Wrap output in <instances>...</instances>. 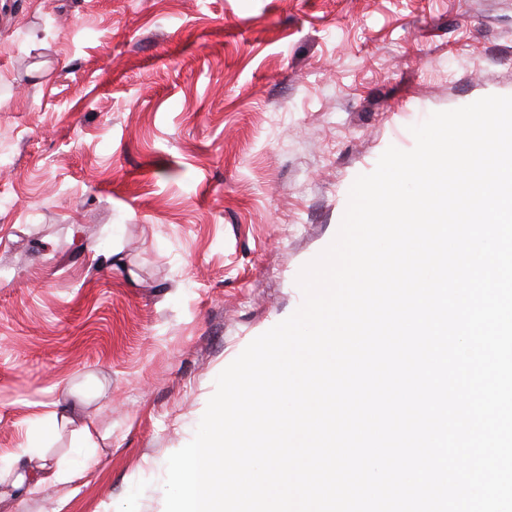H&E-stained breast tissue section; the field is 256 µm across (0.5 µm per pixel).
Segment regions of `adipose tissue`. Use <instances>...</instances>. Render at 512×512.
Instances as JSON below:
<instances>
[{"label": "adipose tissue", "instance_id": "ef3b65f1", "mask_svg": "<svg viewBox=\"0 0 512 512\" xmlns=\"http://www.w3.org/2000/svg\"><path fill=\"white\" fill-rule=\"evenodd\" d=\"M42 455L43 450L36 443L23 449L21 454L0 459V505L22 501L25 496L36 493L44 481L69 484L79 478V471L62 460L51 468L40 463L31 465V458L40 459Z\"/></svg>", "mask_w": 512, "mask_h": 512}]
</instances>
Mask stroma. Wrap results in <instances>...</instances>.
<instances>
[{"mask_svg":"<svg viewBox=\"0 0 512 512\" xmlns=\"http://www.w3.org/2000/svg\"><path fill=\"white\" fill-rule=\"evenodd\" d=\"M512 96V0H0V457L18 512H164L218 375L302 303L358 176ZM53 407L43 416V421L40 426L41 438L46 437L56 431L62 422H74L73 417L70 415L69 408L62 405L61 401L54 400L47 404ZM43 449L37 441L28 448H22L19 454L3 460L0 457V507L1 504L20 502L25 496L36 493L46 479L69 484L80 477L79 471L62 460L56 462L53 470L46 464L32 466L34 457L45 460ZM24 456L28 458V464L20 465ZM1 470L6 473L4 479Z\"/></svg>","mask_w":512,"mask_h":512,"instance_id":"35a3bbf8","label":"stroma"}]
</instances>
